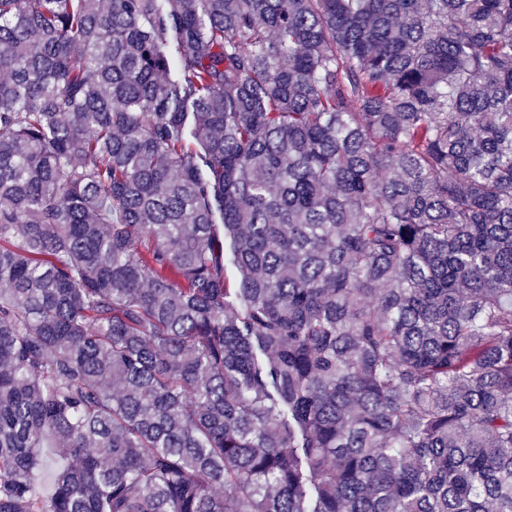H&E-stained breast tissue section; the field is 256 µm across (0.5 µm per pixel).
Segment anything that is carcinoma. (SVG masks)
<instances>
[{"label": "carcinoma", "instance_id": "carcinoma-1", "mask_svg": "<svg viewBox=\"0 0 512 512\" xmlns=\"http://www.w3.org/2000/svg\"><path fill=\"white\" fill-rule=\"evenodd\" d=\"M158 2L0 0V512H512V0Z\"/></svg>", "mask_w": 512, "mask_h": 512}]
</instances>
